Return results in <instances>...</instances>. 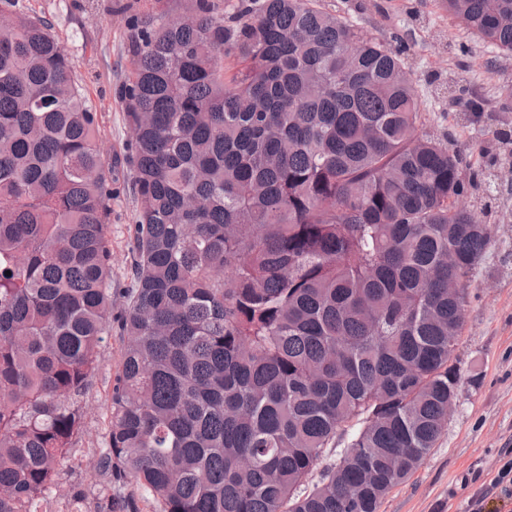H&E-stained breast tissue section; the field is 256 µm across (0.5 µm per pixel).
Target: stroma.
Here are the masks:
<instances>
[{"mask_svg": "<svg viewBox=\"0 0 512 512\" xmlns=\"http://www.w3.org/2000/svg\"><path fill=\"white\" fill-rule=\"evenodd\" d=\"M110 0H20L25 13L46 17L59 43L76 62L86 94L98 114V139L117 161L113 184L112 294L122 303L130 284L129 228L136 200L127 161L130 131L121 88L129 69L127 24L111 13ZM331 14L403 51L421 103L420 133L462 150L463 173L480 172L466 201L493 227V242L470 289L456 350L462 387L448 432L431 454L383 500L379 512H466L483 483L497 473L512 448V167L489 165L484 148L504 155L512 148L496 132L512 131V56L450 18L441 0H320ZM124 338L104 337L99 366L79 401L83 432L69 450L71 463L58 476L59 490L45 494L41 512H98L106 490L93 465L109 446L111 388ZM78 487L79 504L60 489Z\"/></svg>", "mask_w": 512, "mask_h": 512, "instance_id": "obj_1", "label": "stroma"}]
</instances>
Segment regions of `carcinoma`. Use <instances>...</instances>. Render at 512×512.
<instances>
[{
	"mask_svg": "<svg viewBox=\"0 0 512 512\" xmlns=\"http://www.w3.org/2000/svg\"><path fill=\"white\" fill-rule=\"evenodd\" d=\"M17 2L0 0V512H40L113 322L107 490L130 480L160 512H378L447 433L448 339L493 232L460 155L418 132L399 53L317 0H173L166 21L119 0L137 209L116 310L115 169L52 22ZM442 4L512 54V0Z\"/></svg>",
	"mask_w": 512,
	"mask_h": 512,
	"instance_id": "carcinoma-1",
	"label": "carcinoma"
}]
</instances>
